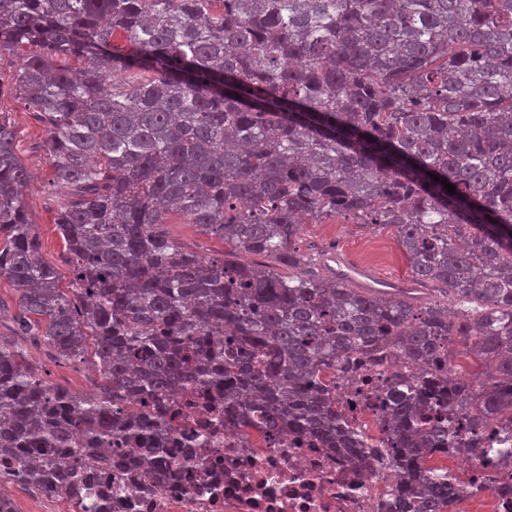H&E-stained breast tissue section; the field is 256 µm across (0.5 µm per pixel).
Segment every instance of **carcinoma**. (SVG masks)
Wrapping results in <instances>:
<instances>
[{"mask_svg":"<svg viewBox=\"0 0 512 512\" xmlns=\"http://www.w3.org/2000/svg\"><path fill=\"white\" fill-rule=\"evenodd\" d=\"M0 52L44 126L70 293L25 218L29 174L0 122V278L14 333L90 357L86 394L41 381L0 338V462L47 494L90 491L91 450L146 479L186 411L291 432L398 468L402 507L439 512L428 448L476 454L512 416V0H0ZM439 180H434L430 174ZM455 186L446 191L441 181ZM177 215L232 250L207 258ZM392 225L421 282L457 303L283 276L305 224ZM467 356L490 364L475 377ZM394 359L383 448L336 409V375ZM70 449L57 465L45 456ZM173 224H164L169 238L177 244L187 246L201 255L216 256L230 249L219 238L207 235L195 224H181L180 218L170 219Z\"/></svg>","mask_w":512,"mask_h":512,"instance_id":"obj_1","label":"carcinoma"}]
</instances>
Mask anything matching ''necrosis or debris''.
Returning <instances> with one entry per match:
<instances>
[{"label":"necrosis or debris","instance_id":"4bbe7bcc","mask_svg":"<svg viewBox=\"0 0 512 512\" xmlns=\"http://www.w3.org/2000/svg\"><path fill=\"white\" fill-rule=\"evenodd\" d=\"M399 370L359 368L336 385V406L352 409L359 429L378 440V414L359 396H373L381 379ZM510 453L485 457L456 452L425 453L427 471L449 475L456 489L453 512H512ZM199 462L184 478L174 477L181 449L170 452L160 476L128 485L127 466L99 472L98 504L105 512H399L401 479L394 468L368 460L356 463L335 450L293 434L269 442L258 429L239 430L226 420L207 447L194 449Z\"/></svg>","mask_w":512,"mask_h":512}]
</instances>
